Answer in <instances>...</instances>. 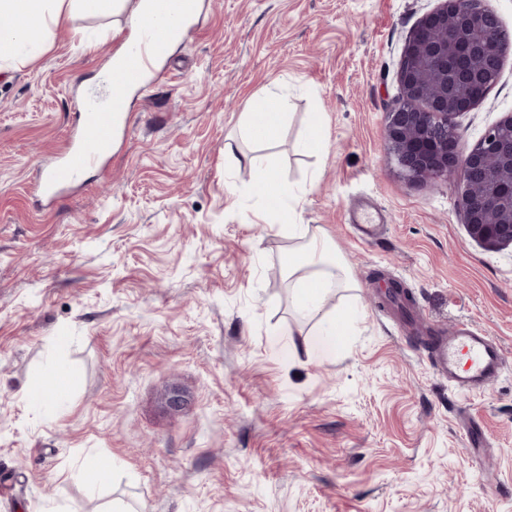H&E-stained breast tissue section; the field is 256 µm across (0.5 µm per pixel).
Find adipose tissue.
Instances as JSON below:
<instances>
[{
  "mask_svg": "<svg viewBox=\"0 0 512 512\" xmlns=\"http://www.w3.org/2000/svg\"><path fill=\"white\" fill-rule=\"evenodd\" d=\"M122 3L123 0H0V16L12 20L10 27L0 28V68L39 54L44 30L67 19L74 11L115 14ZM286 106V101L277 96L257 99L243 115L242 131L258 140L275 139ZM281 224L293 241L285 257V268L295 299L309 315L320 316L326 296L342 285L340 260L326 239L293 222L290 209H282Z\"/></svg>",
  "mask_w": 512,
  "mask_h": 512,
  "instance_id": "adipose-tissue-1",
  "label": "adipose tissue"
}]
</instances>
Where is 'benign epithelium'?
<instances>
[{"label": "benign epithelium", "mask_w": 512, "mask_h": 512, "mask_svg": "<svg viewBox=\"0 0 512 512\" xmlns=\"http://www.w3.org/2000/svg\"><path fill=\"white\" fill-rule=\"evenodd\" d=\"M477 29L492 40L475 39ZM511 45L484 0H441L405 43L399 101L385 126L388 149L405 179L460 178L463 224L489 250L512 245V113L469 149L461 147L453 119L483 101L464 97L462 87L498 79Z\"/></svg>", "instance_id": "obj_1"}]
</instances>
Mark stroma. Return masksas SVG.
Wrapping results in <instances>:
<instances>
[{
  "label": "stroma",
  "mask_w": 512,
  "mask_h": 512,
  "mask_svg": "<svg viewBox=\"0 0 512 512\" xmlns=\"http://www.w3.org/2000/svg\"><path fill=\"white\" fill-rule=\"evenodd\" d=\"M136 2L73 14L0 71V512H512V246L474 241L460 179L409 182L384 137L404 43L439 0H203L111 158L47 203L37 175L77 103L105 94L88 82ZM269 91L290 107L280 139L257 143L239 120ZM315 112L322 146L305 154ZM508 112L512 50L456 118L461 145ZM244 154L298 191L294 221L343 258L355 285L324 305L352 317L340 343L296 305L281 204ZM365 204L381 216L370 243L349 229ZM459 321L506 357L477 395L450 390L425 351L431 325ZM60 368L63 403L35 398ZM91 456L114 482L82 470Z\"/></svg>",
  "instance_id": "obj_1"
}]
</instances>
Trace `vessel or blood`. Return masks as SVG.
I'll return each instance as SVG.
<instances>
[{
    "label": "vessel or blood",
    "instance_id": "obj_1",
    "mask_svg": "<svg viewBox=\"0 0 512 512\" xmlns=\"http://www.w3.org/2000/svg\"><path fill=\"white\" fill-rule=\"evenodd\" d=\"M164 27L152 23L142 28L137 41L128 49L127 62L108 69L106 85L138 81L144 66L167 50ZM124 104L119 97L88 96L78 115L77 133L57 163L38 182V189L49 201H57L64 189L85 170L102 164L112 154L114 120ZM429 356L434 371L460 394L482 391L504 370L501 345L467 322L437 327L429 338Z\"/></svg>",
    "mask_w": 512,
    "mask_h": 512
}]
</instances>
